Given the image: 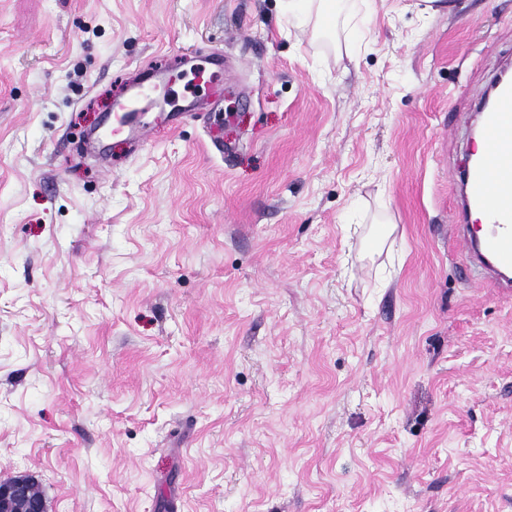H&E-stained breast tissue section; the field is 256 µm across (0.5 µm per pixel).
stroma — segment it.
<instances>
[{"instance_id":"1","label":"stroma","mask_w":512,"mask_h":512,"mask_svg":"<svg viewBox=\"0 0 512 512\" xmlns=\"http://www.w3.org/2000/svg\"><path fill=\"white\" fill-rule=\"evenodd\" d=\"M315 22L0 0V481L47 512H512V295L451 230L512 0ZM153 67L216 106L83 157Z\"/></svg>"}]
</instances>
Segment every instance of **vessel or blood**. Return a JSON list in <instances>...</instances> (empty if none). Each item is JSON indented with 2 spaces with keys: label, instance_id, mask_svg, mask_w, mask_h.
Returning <instances> with one entry per match:
<instances>
[{
  "label": "vessel or blood",
  "instance_id": "vessel-or-blood-1",
  "mask_svg": "<svg viewBox=\"0 0 512 512\" xmlns=\"http://www.w3.org/2000/svg\"><path fill=\"white\" fill-rule=\"evenodd\" d=\"M151 87L131 83L127 98L118 101L117 121H104L101 131L89 134L88 147L105 155L106 140L113 124L126 128L130 140L149 141L160 127H177L184 117L181 109L170 107L168 99L154 97L155 89L165 84L163 73H150ZM483 150L461 182L465 208L457 212L455 229L464 251H477L496 274V285L512 288V84L501 85L494 104L481 114ZM473 210L483 211L488 219L479 239H472L465 221Z\"/></svg>",
  "mask_w": 512,
  "mask_h": 512
}]
</instances>
